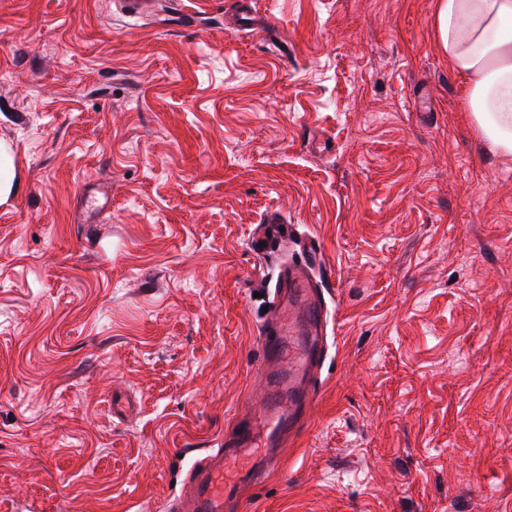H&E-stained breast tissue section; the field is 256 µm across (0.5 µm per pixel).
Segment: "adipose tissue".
<instances>
[{"mask_svg": "<svg viewBox=\"0 0 512 512\" xmlns=\"http://www.w3.org/2000/svg\"><path fill=\"white\" fill-rule=\"evenodd\" d=\"M434 21L481 137L512 156V0H437Z\"/></svg>", "mask_w": 512, "mask_h": 512, "instance_id": "obj_1", "label": "adipose tissue"}]
</instances>
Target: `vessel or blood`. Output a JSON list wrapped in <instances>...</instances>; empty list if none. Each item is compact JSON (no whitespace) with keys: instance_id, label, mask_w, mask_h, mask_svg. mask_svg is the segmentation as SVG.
Segmentation results:
<instances>
[{"instance_id":"vessel-or-blood-1","label":"vessel or blood","mask_w":512,"mask_h":512,"mask_svg":"<svg viewBox=\"0 0 512 512\" xmlns=\"http://www.w3.org/2000/svg\"><path fill=\"white\" fill-rule=\"evenodd\" d=\"M318 257V245L308 242L301 262L280 267L270 291L273 317L260 332L270 387L262 417L238 429L223 448L193 463L170 512H224L240 485L225 483L227 461L251 457L260 446L277 447L279 436L296 421L300 409L316 399L312 379L325 354L329 324L323 284L313 274Z\"/></svg>"}]
</instances>
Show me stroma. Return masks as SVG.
Instances as JSON below:
<instances>
[{
  "mask_svg": "<svg viewBox=\"0 0 512 512\" xmlns=\"http://www.w3.org/2000/svg\"><path fill=\"white\" fill-rule=\"evenodd\" d=\"M0 0V512H167L260 411L271 212L318 242L327 357L240 512H512V158L436 0ZM100 193L84 221L83 186ZM14 159L9 151L0 146V201L6 200L13 187Z\"/></svg>",
  "mask_w": 512,
  "mask_h": 512,
  "instance_id": "35a3bbf8",
  "label": "stroma"
}]
</instances>
